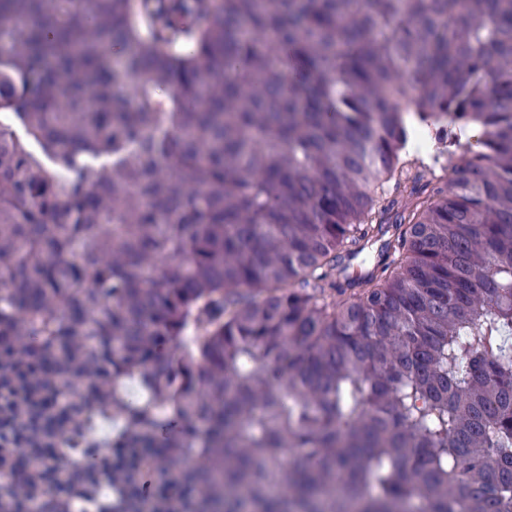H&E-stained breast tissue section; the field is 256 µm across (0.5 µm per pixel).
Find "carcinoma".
Listing matches in <instances>:
<instances>
[{
    "mask_svg": "<svg viewBox=\"0 0 512 512\" xmlns=\"http://www.w3.org/2000/svg\"><path fill=\"white\" fill-rule=\"evenodd\" d=\"M164 2L0 0V512H512V0ZM403 121L409 135L406 143V151L413 154L416 152V146L420 140H429V127L425 123H421L416 117L407 113L404 114Z\"/></svg>",
    "mask_w": 512,
    "mask_h": 512,
    "instance_id": "carcinoma-1",
    "label": "carcinoma"
}]
</instances>
